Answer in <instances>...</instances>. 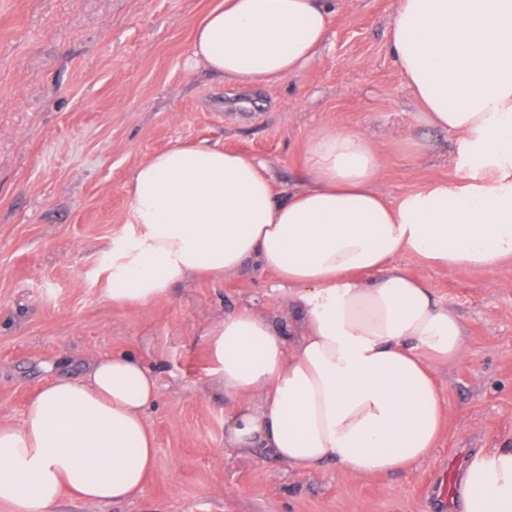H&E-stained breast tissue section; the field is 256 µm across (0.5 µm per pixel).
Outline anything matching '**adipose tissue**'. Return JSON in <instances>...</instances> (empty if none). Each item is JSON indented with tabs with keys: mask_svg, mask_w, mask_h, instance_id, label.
<instances>
[{
	"mask_svg": "<svg viewBox=\"0 0 512 512\" xmlns=\"http://www.w3.org/2000/svg\"><path fill=\"white\" fill-rule=\"evenodd\" d=\"M337 0H221L196 24L188 61L261 88L311 64ZM390 53L428 121L454 133L469 181L389 201L360 131L305 145L307 186L278 190L264 162L216 145H174L131 172L132 224L106 265L113 306L167 299L195 276L255 267L300 317L282 328L243 307L205 335L211 382L233 410L229 448L269 449L311 472L357 478L417 467L436 448L440 365L465 355L462 326L396 256L440 271L495 272L512 260V0H398ZM158 382L125 354L57 377L20 420L0 419V506L53 512L67 494L107 503L140 493L157 451L146 410ZM467 512H512V448L474 456Z\"/></svg>",
	"mask_w": 512,
	"mask_h": 512,
	"instance_id": "ef3b65f1",
	"label": "adipose tissue"
}]
</instances>
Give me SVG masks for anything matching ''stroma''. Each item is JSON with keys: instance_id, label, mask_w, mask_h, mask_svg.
<instances>
[{"instance_id": "obj_1", "label": "stroma", "mask_w": 512, "mask_h": 512, "mask_svg": "<svg viewBox=\"0 0 512 512\" xmlns=\"http://www.w3.org/2000/svg\"><path fill=\"white\" fill-rule=\"evenodd\" d=\"M216 2L0 0V418L19 419L89 357L134 353L158 378L147 411L156 466L134 498L66 497L55 512H466L448 497L449 452L512 446V262L444 274L398 257L459 320L466 356L436 369L445 422L428 462L365 479L224 445L232 405L208 384L203 333L246 305L297 318L270 274L192 279L144 307L106 295L105 250L132 222L124 182L173 143L261 159L285 190L326 128L368 136L389 200L466 175L454 135L428 124L390 54L397 0H340L319 57L261 90L189 66L194 26Z\"/></svg>"}]
</instances>
